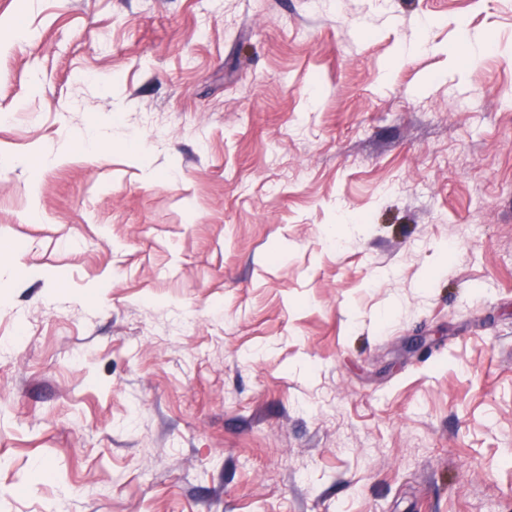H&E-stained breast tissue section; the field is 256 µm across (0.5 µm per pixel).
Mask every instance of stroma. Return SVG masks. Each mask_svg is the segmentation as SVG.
<instances>
[{"label": "stroma", "mask_w": 512, "mask_h": 512, "mask_svg": "<svg viewBox=\"0 0 512 512\" xmlns=\"http://www.w3.org/2000/svg\"><path fill=\"white\" fill-rule=\"evenodd\" d=\"M508 89L512 0H0V512H512Z\"/></svg>", "instance_id": "obj_1"}]
</instances>
